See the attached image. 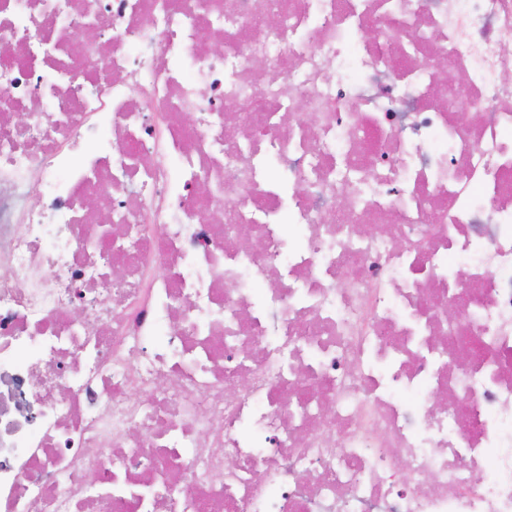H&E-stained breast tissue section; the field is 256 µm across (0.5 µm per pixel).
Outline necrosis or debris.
Segmentation results:
<instances>
[{
    "label": "necrosis or debris",
    "mask_w": 512,
    "mask_h": 512,
    "mask_svg": "<svg viewBox=\"0 0 512 512\" xmlns=\"http://www.w3.org/2000/svg\"><path fill=\"white\" fill-rule=\"evenodd\" d=\"M4 185L0 512H512V0H0Z\"/></svg>",
    "instance_id": "1"
}]
</instances>
